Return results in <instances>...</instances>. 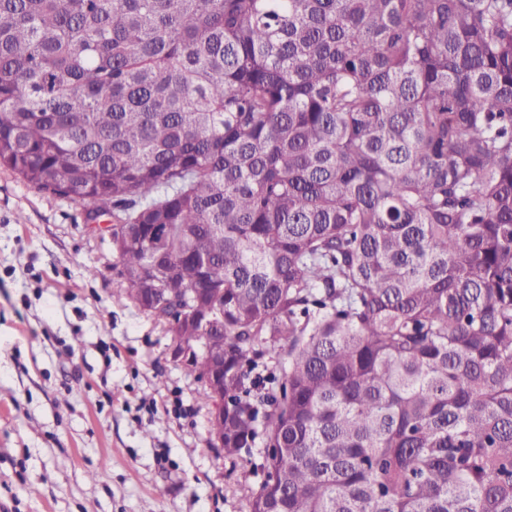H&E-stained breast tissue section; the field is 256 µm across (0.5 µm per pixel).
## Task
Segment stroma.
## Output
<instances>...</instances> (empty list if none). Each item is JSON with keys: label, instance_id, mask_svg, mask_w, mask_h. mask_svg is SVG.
I'll return each instance as SVG.
<instances>
[{"label": "stroma", "instance_id": "stroma-1", "mask_svg": "<svg viewBox=\"0 0 512 512\" xmlns=\"http://www.w3.org/2000/svg\"><path fill=\"white\" fill-rule=\"evenodd\" d=\"M88 211L0 166V508L246 512L262 447L213 445L201 381L121 297Z\"/></svg>", "mask_w": 512, "mask_h": 512}]
</instances>
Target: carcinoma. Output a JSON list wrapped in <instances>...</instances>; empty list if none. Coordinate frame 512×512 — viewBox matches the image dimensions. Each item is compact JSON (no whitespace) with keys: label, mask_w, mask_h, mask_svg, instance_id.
Masks as SVG:
<instances>
[{"label":"carcinoma","mask_w":512,"mask_h":512,"mask_svg":"<svg viewBox=\"0 0 512 512\" xmlns=\"http://www.w3.org/2000/svg\"><path fill=\"white\" fill-rule=\"evenodd\" d=\"M0 165L200 295L248 512H512V0H0Z\"/></svg>","instance_id":"cac0c4a2"}]
</instances>
